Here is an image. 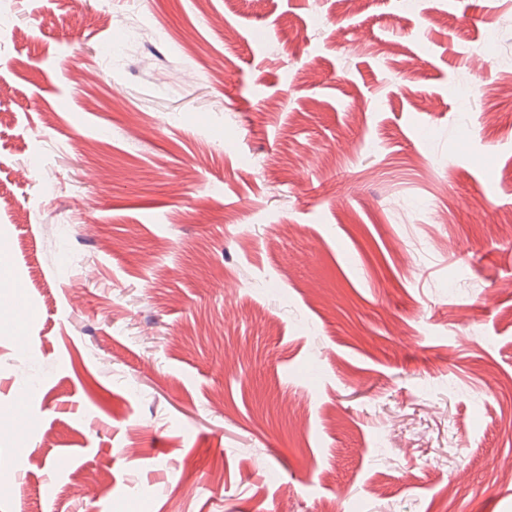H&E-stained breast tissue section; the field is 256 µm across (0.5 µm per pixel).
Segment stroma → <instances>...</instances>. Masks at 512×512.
Wrapping results in <instances>:
<instances>
[{
	"label": "stroma",
	"mask_w": 512,
	"mask_h": 512,
	"mask_svg": "<svg viewBox=\"0 0 512 512\" xmlns=\"http://www.w3.org/2000/svg\"><path fill=\"white\" fill-rule=\"evenodd\" d=\"M509 15L0 0V512H512Z\"/></svg>",
	"instance_id": "stroma-1"
}]
</instances>
